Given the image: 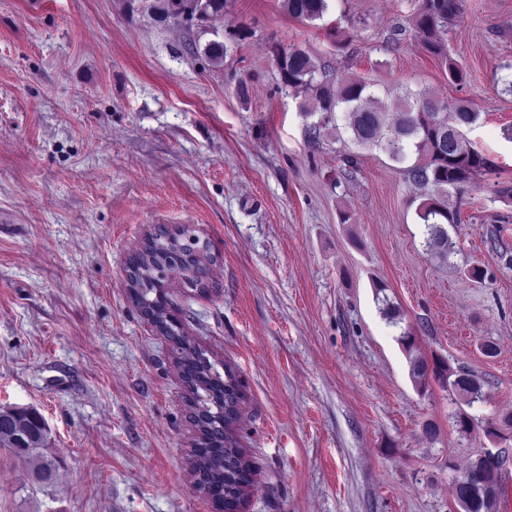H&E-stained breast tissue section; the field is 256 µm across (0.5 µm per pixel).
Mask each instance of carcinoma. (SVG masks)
Returning <instances> with one entry per match:
<instances>
[{
	"instance_id": "carcinoma-1",
	"label": "carcinoma",
	"mask_w": 512,
	"mask_h": 512,
	"mask_svg": "<svg viewBox=\"0 0 512 512\" xmlns=\"http://www.w3.org/2000/svg\"><path fill=\"white\" fill-rule=\"evenodd\" d=\"M329 7L330 0H283L288 15L305 22L323 19ZM126 8L132 15L144 13L162 25L181 17L203 23L223 15L224 0H126ZM458 13L459 0H419L412 26L424 50L448 74V81L460 85L465 74L449 53L445 39L448 24ZM204 56L211 65H221L224 44L209 43ZM275 61L284 87L310 93L300 111L311 119L307 128L312 140L338 127V115L342 114L354 143L402 165L405 180L427 190L417 217L426 228L430 252L448 259L455 243L446 225L459 223L454 197L478 178L494 173L492 162L464 133L478 121L480 113L466 100L450 106L435 95L406 88L397 98V117L389 123L365 81L355 77L332 81L299 48L276 50ZM199 243L188 229L150 235L130 258L127 288L138 310L172 342L173 356L184 371L189 418L197 435L198 446L191 450V460L199 490L207 496L234 497L253 483L252 466L234 434L244 399L242 386L232 368L226 366L224 373H219L204 351L190 343L174 323L164 283L166 269L175 265L178 256L185 279L195 286L201 284ZM409 364L413 381L426 385L429 362L411 356ZM439 374L463 402L471 405L482 400V386L474 376L454 371L447 364L439 368ZM46 439V429L27 418L25 410L0 409V447L11 449L36 480L46 474L53 483L58 467L43 453ZM468 469L473 485L465 490L455 488L463 512H495L501 473L494 472L482 455L470 461Z\"/></svg>"
}]
</instances>
